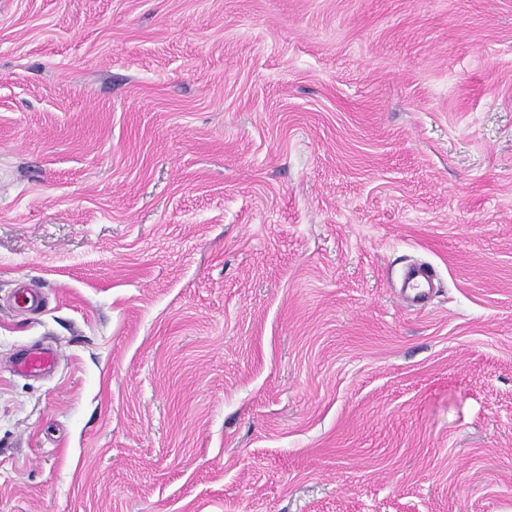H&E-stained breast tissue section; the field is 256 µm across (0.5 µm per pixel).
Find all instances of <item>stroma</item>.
<instances>
[{"mask_svg": "<svg viewBox=\"0 0 512 512\" xmlns=\"http://www.w3.org/2000/svg\"><path fill=\"white\" fill-rule=\"evenodd\" d=\"M0 512H512V0H0ZM56 355L44 352L30 353L22 358L20 368L30 374H41L50 370L56 361Z\"/></svg>", "mask_w": 512, "mask_h": 512, "instance_id": "stroma-1", "label": "stroma"}]
</instances>
